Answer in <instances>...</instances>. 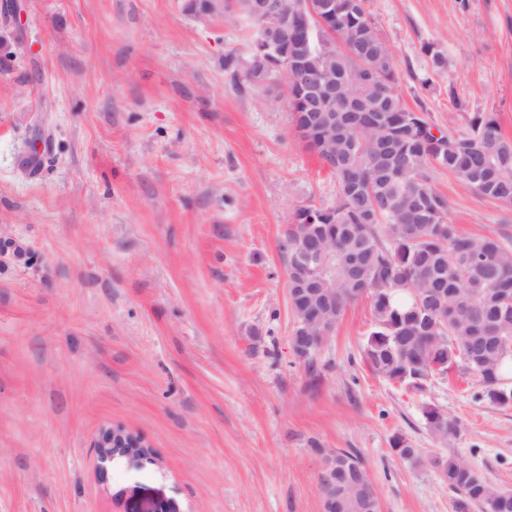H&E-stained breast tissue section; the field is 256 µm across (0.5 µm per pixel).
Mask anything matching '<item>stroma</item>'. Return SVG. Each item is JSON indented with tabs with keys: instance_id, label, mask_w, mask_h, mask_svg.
<instances>
[{
	"instance_id": "obj_1",
	"label": "stroma",
	"mask_w": 512,
	"mask_h": 512,
	"mask_svg": "<svg viewBox=\"0 0 512 512\" xmlns=\"http://www.w3.org/2000/svg\"><path fill=\"white\" fill-rule=\"evenodd\" d=\"M186 0H20L0 17V512H323L321 448L357 451L380 512H481L394 435L512 488V406L449 371L416 396L361 351L350 305L312 365L279 249L334 179L296 138L284 86L237 91L242 12ZM405 105L441 127L494 113L512 141V0H370ZM448 59L430 74L424 45ZM468 235L512 237V207L432 172ZM431 403L459 425L442 444ZM155 462L101 484V429Z\"/></svg>"
}]
</instances>
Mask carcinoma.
I'll use <instances>...</instances> for the list:
<instances>
[{
  "instance_id": "carcinoma-1",
  "label": "carcinoma",
  "mask_w": 512,
  "mask_h": 512,
  "mask_svg": "<svg viewBox=\"0 0 512 512\" xmlns=\"http://www.w3.org/2000/svg\"><path fill=\"white\" fill-rule=\"evenodd\" d=\"M329 35L308 57L309 74L319 82H344L333 100H288L298 123L315 130L305 142L336 184L330 206L298 208L281 243L288 259V298L295 336H316L320 323L341 320L346 308L369 299L372 323L362 356L376 375L421 395L434 377L431 354L441 348L446 370L475 376L480 398L512 404L504 384L512 368V242L493 236H465L448 219V200L431 171L446 169L480 195L512 206V141L493 112H476L448 130L424 109L408 108L401 77L368 9V0H319ZM244 13L255 34L253 52L243 59L224 54V72L240 92L252 87L251 71L270 82L280 77L276 61L254 54L269 37L251 14L249 0H230L224 10ZM427 65L443 72L447 58L424 47ZM323 253L312 269L302 246ZM427 429L447 442L456 422L423 406ZM395 435L392 448L403 460L418 449ZM430 467L440 480L483 512H512V488L496 486L455 457L434 455ZM373 486L365 463L353 450H336V476L345 489L348 512H367L362 485L348 484L352 472Z\"/></svg>"
}]
</instances>
